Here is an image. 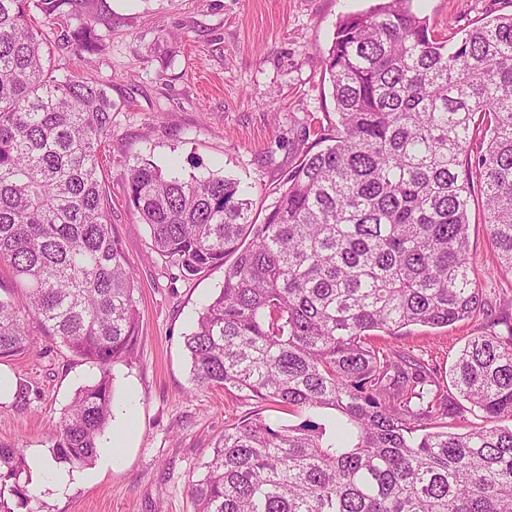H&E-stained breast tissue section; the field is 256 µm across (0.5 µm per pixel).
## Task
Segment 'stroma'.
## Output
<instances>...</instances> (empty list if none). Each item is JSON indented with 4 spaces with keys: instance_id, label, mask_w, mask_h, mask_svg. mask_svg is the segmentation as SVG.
Instances as JSON below:
<instances>
[{
    "instance_id": "1",
    "label": "stroma",
    "mask_w": 512,
    "mask_h": 512,
    "mask_svg": "<svg viewBox=\"0 0 512 512\" xmlns=\"http://www.w3.org/2000/svg\"><path fill=\"white\" fill-rule=\"evenodd\" d=\"M377 0H90L103 49L79 60L54 50L59 79L88 78L112 98V133L99 163L107 214L135 272L140 339L111 368L113 416L133 406L135 442L119 469L90 482L81 469L58 496L23 473L29 500L9 498L12 512H194L189 488L225 426L263 418L296 425L300 416L247 392L197 387L184 337L224 282L217 267L188 279L165 266L125 195L128 169L147 157L182 175L213 171L251 193L263 221L289 170L334 112L325 58L340 17ZM436 37L512 13V0H413ZM469 261L489 302L497 332L512 321V274L495 271V248L481 200L470 212ZM34 350L0 362V375L29 388L25 408L0 399V444L23 457L49 456L65 410L98 367L75 357L30 323ZM480 332L468 320L445 328L410 327L381 345L429 360L443 389L467 341Z\"/></svg>"
}]
</instances>
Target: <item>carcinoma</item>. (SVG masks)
Wrapping results in <instances>:
<instances>
[{"instance_id": "obj_1", "label": "carcinoma", "mask_w": 512, "mask_h": 512, "mask_svg": "<svg viewBox=\"0 0 512 512\" xmlns=\"http://www.w3.org/2000/svg\"><path fill=\"white\" fill-rule=\"evenodd\" d=\"M410 2L338 25L325 63L335 119L262 223L233 178L146 158L129 170L128 204L164 263L193 277L236 255L184 337L195 385L305 415L225 427L191 484L194 512H512V428L498 425L512 420V332L486 327L454 364L453 386L484 421L464 433L447 431L464 414L429 363L374 344L485 313L469 266L475 176L512 273V14L444 40ZM40 15L69 52L101 51L77 0H0V265L13 281L0 361L34 348L32 317L99 366L51 448L76 468L109 424V366L133 351L140 313L98 162L112 99L96 81L54 77ZM22 472L1 445L0 512L27 500Z\"/></svg>"}]
</instances>
